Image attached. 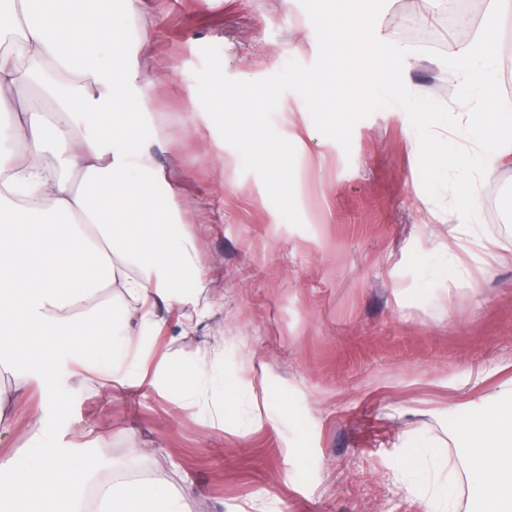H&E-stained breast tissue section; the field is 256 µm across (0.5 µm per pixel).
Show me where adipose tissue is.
I'll use <instances>...</instances> for the list:
<instances>
[{
	"label": "adipose tissue",
	"instance_id": "adipose-tissue-1",
	"mask_svg": "<svg viewBox=\"0 0 512 512\" xmlns=\"http://www.w3.org/2000/svg\"><path fill=\"white\" fill-rule=\"evenodd\" d=\"M111 0H0V374L11 354L43 363L48 350L83 354L101 323L98 294L119 285L134 304L112 327V358L96 375L142 384L135 353L159 307L185 304L198 276L192 234L171 235L175 190L155 162L163 135L142 127L157 93L122 62L125 35ZM41 91L18 101L20 84ZM472 120L483 131L474 155L456 147L430 154L431 171L460 172V222L471 225L481 185L512 164V102L496 100ZM50 158L49 170L38 162ZM44 207L17 203L19 188ZM32 449L0 456V512H34L63 499L84 512L68 466L43 420ZM468 479L482 512H512V412L488 417L467 450ZM187 492L163 495L115 468L98 489L97 512H186Z\"/></svg>",
	"mask_w": 512,
	"mask_h": 512
}]
</instances>
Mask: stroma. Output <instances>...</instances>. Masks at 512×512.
<instances>
[{"label": "stroma", "instance_id": "35a3bbf8", "mask_svg": "<svg viewBox=\"0 0 512 512\" xmlns=\"http://www.w3.org/2000/svg\"><path fill=\"white\" fill-rule=\"evenodd\" d=\"M437 5L386 0L374 32L408 46L403 29ZM114 23L131 33L125 66L158 88L151 110L169 144L156 162L179 183L183 219L172 231L192 233L199 249V285L148 331L144 371L164 363L189 375L203 364L224 386L200 404L183 387L107 386L92 372L110 355L106 322L79 364L15 359V379L0 381V452L25 449L40 417L74 468L92 467L103 483L124 465L159 493L189 490V512H423L421 490L401 473L426 445L444 450L460 481L457 512H478L464 483L470 431L512 409V260L502 258L512 251V168L484 190L482 247L451 263L441 245L459 217L450 193L424 191L406 112L360 119L347 153L287 91L271 122L296 149L303 225L292 226L221 138L194 72L204 45L218 46L226 75L240 80L313 63L300 0H137ZM429 30L431 51L406 57L405 82L466 119L454 104L460 78L440 60L464 42ZM185 311L201 314L187 335Z\"/></svg>", "mask_w": 512, "mask_h": 512}]
</instances>
